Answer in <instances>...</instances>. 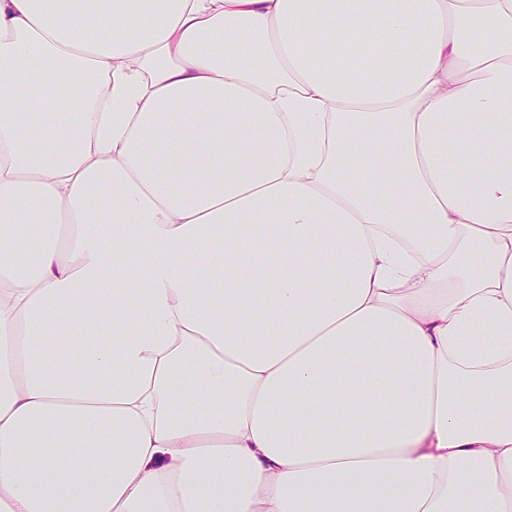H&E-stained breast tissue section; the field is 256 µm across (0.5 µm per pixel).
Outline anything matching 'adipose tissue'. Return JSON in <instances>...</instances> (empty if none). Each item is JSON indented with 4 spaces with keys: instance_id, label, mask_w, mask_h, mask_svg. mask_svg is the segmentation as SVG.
Wrapping results in <instances>:
<instances>
[{
    "instance_id": "1",
    "label": "adipose tissue",
    "mask_w": 512,
    "mask_h": 512,
    "mask_svg": "<svg viewBox=\"0 0 512 512\" xmlns=\"http://www.w3.org/2000/svg\"><path fill=\"white\" fill-rule=\"evenodd\" d=\"M511 88L512 0H0V512H512Z\"/></svg>"
}]
</instances>
